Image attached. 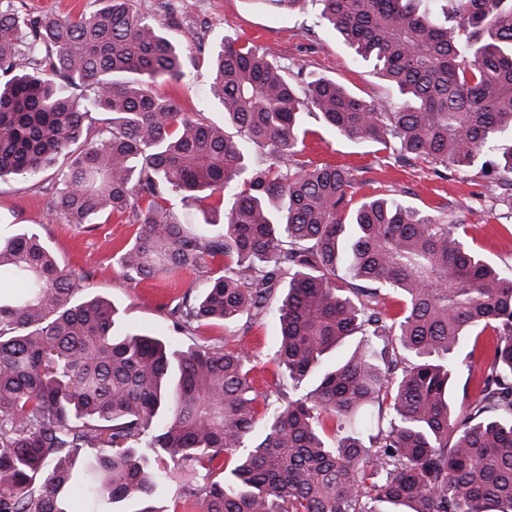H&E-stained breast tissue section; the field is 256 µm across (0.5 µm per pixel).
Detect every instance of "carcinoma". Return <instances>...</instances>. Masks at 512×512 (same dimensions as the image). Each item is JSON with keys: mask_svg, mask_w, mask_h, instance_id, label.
Instances as JSON below:
<instances>
[{"mask_svg": "<svg viewBox=\"0 0 512 512\" xmlns=\"http://www.w3.org/2000/svg\"><path fill=\"white\" fill-rule=\"evenodd\" d=\"M101 2L65 19L0 11V180L53 168L68 223L127 214L138 229L116 262L131 282L224 256L170 309L174 328L273 312L281 375L315 382L261 413L242 351L124 331L36 228L0 234V275L24 284L0 294V512L149 499L169 472L141 448L204 472L182 491L200 512H512V276L457 227L383 197L353 207L349 170L299 159L311 110L401 157L469 169L490 155L512 176L498 144L512 131V0H448L442 20L421 0H320L317 23L375 60L396 105L325 77L300 86L272 53L224 38L209 83L222 124L157 90L188 77L183 52L135 0ZM249 145L268 161L246 164ZM215 195L218 235L166 206ZM488 330L483 377L456 408L459 351Z\"/></svg>", "mask_w": 512, "mask_h": 512, "instance_id": "obj_1", "label": "carcinoma"}]
</instances>
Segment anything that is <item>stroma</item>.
I'll use <instances>...</instances> for the list:
<instances>
[{
  "label": "stroma",
  "instance_id": "obj_1",
  "mask_svg": "<svg viewBox=\"0 0 512 512\" xmlns=\"http://www.w3.org/2000/svg\"><path fill=\"white\" fill-rule=\"evenodd\" d=\"M135 5L182 48L194 77L188 85H163V92L179 98L187 111L200 113L205 121L219 124L224 119L209 98V56L213 45L227 36L272 51L284 72L299 79L331 78L368 101L396 98L374 61L357 57L334 32L316 26L318 0H309L306 10L291 13L261 6L258 0H135ZM100 6V0H0V10L26 17L66 18L93 13ZM303 127L307 135L302 158L310 166L331 163L352 168L363 193L383 194L445 223L465 225L470 248L512 273V195L502 189L492 167L459 171L420 159L397 163L376 144L336 136L316 115L304 114ZM54 186L49 170L34 180H0V224L36 227L59 265L82 273L81 295L118 306L125 329L172 334L168 304L185 293H198L204 274L193 271L171 279L128 281L114 256L135 236L136 225L118 214L82 226L67 223L51 210ZM277 334V325L268 316L248 326L240 321L203 325L182 335L181 341L243 348L258 397L273 401L279 373L274 359Z\"/></svg>",
  "mask_w": 512,
  "mask_h": 512
}]
</instances>
